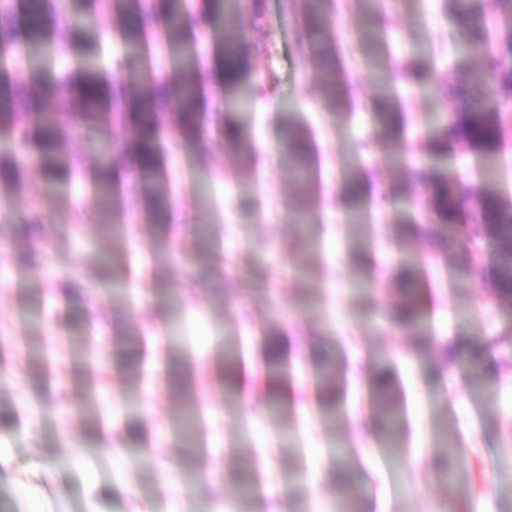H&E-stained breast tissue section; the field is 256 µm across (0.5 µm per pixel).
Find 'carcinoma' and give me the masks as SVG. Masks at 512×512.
I'll use <instances>...</instances> for the list:
<instances>
[{
	"label": "carcinoma",
	"mask_w": 512,
	"mask_h": 512,
	"mask_svg": "<svg viewBox=\"0 0 512 512\" xmlns=\"http://www.w3.org/2000/svg\"><path fill=\"white\" fill-rule=\"evenodd\" d=\"M75 9L92 12L105 18L110 8H117L130 22L123 26V45L133 49V61L142 59L145 38L157 24H162L163 37L170 44L187 40L182 23L181 0H165L163 17L157 16V0H71ZM325 0H307L305 19L318 26L325 23ZM202 16L211 23L224 25L225 38L231 46L224 63L222 80L224 98L231 104L244 105L256 96V89L246 76L245 52L233 38L237 17L241 14L240 0H201ZM55 12L52 0H12L0 10V89L13 91L12 111L0 112V126L13 136V142L24 152L25 159L41 165L48 173L57 169L50 156V149L57 141L65 140L72 129L93 127L107 117L124 129L130 138L126 151L109 156V163L133 161L135 171L141 177L132 180L128 189L146 201L151 200L148 177L165 175L159 167L158 142L164 126L158 109L165 99L155 94L162 84L169 82L144 69L130 67L127 75L112 78V85L103 83L104 75L89 61L63 73L54 85L45 82L42 74L21 69L22 60L31 51L52 42L75 51L85 50L92 36L85 32L57 29L45 23V18ZM460 61L471 57H484L489 53L488 36L484 20L477 18L463 28L459 36ZM321 100L324 108L334 112L345 103L343 83L336 74L335 62L325 64L318 76ZM203 77L200 72H189L180 83V112L177 116L176 133L184 140H193L201 134L199 102L202 98ZM394 92L383 87L382 100L375 113L381 132L392 128L391 113L385 109V100ZM512 94V66L495 60L488 68L466 67L453 85L454 112L451 126H443L437 135L436 152L442 153L448 146V131L464 138L471 145L490 153L503 133L501 114L496 107L497 95ZM53 98L56 111L69 115L63 124L47 112L46 102ZM288 152L303 154L299 145L304 143L305 133L300 126L284 120ZM23 163L16 159L0 161V181L17 184L22 176ZM492 167H487L486 180L476 190L478 222L485 225V238L497 249V268L491 295L507 299L512 297V208L503 204L496 184L491 182ZM421 181L433 188L425 205L435 210L441 224L453 226L464 219L460 208V195L468 190L448 178L426 170L418 173ZM16 238L25 239L35 248L30 250L28 261L33 262L52 246L45 237L43 225L23 222L0 224V243ZM422 314L415 289L400 306L398 322L414 328ZM317 384L326 390L325 405L335 408L336 375L328 366L316 375ZM361 495L358 487L348 485L342 501L343 512H360Z\"/></svg>",
	"instance_id": "carcinoma-1"
}]
</instances>
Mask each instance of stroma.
<instances>
[{
	"instance_id": "obj_1",
	"label": "stroma",
	"mask_w": 512,
	"mask_h": 512,
	"mask_svg": "<svg viewBox=\"0 0 512 512\" xmlns=\"http://www.w3.org/2000/svg\"><path fill=\"white\" fill-rule=\"evenodd\" d=\"M251 2L260 19L242 38L270 109L234 113L240 149L209 112L198 140L165 138L168 177L151 189L171 223L124 184L93 194L32 163L19 184L0 185V222L36 218L54 235L33 266L20 261L27 242L0 244V512H339L349 475L385 512H512V300L488 294L492 244L460 234L442 245L415 177L439 166L480 183L483 152L459 140L432 149L454 109L438 86L458 77L460 17L445 15L443 0H387L373 18L368 0H336L325 36L281 0ZM369 22L390 51L379 69L358 40ZM327 40L348 86L334 112L321 103V56L301 50ZM225 49L223 31L194 27L152 70L178 85L191 56L217 101ZM408 64L427 70L428 90L401 83ZM382 81L399 87L394 140L371 118ZM497 107L498 188L512 202V96ZM286 111L309 131L303 185L283 150ZM105 138L126 147L104 124L62 141L56 157L99 172ZM352 175L368 183L372 209L354 226L343 193ZM274 224L284 228L276 237ZM407 263L423 316L416 332L391 320ZM241 308L264 315L266 335L309 348L285 354L287 374H255L244 392L238 373L263 356L235 318ZM456 338L468 351L444 360ZM326 361L336 372L331 419L315 380ZM385 367L403 408L393 455L375 427ZM452 444L467 468L450 482L434 463ZM188 455L214 479L183 476Z\"/></svg>"
}]
</instances>
